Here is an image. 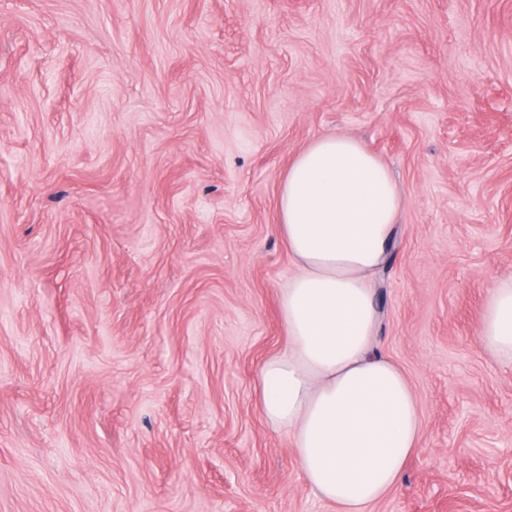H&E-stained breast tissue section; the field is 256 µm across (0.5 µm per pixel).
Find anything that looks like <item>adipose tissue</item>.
Instances as JSON below:
<instances>
[{"mask_svg": "<svg viewBox=\"0 0 512 512\" xmlns=\"http://www.w3.org/2000/svg\"><path fill=\"white\" fill-rule=\"evenodd\" d=\"M401 209L388 167L342 134L308 144L278 189L277 222L297 272L280 296L288 345L259 372L260 411L288 433L305 481L338 512H367L385 498L422 441L416 395L377 348L370 287ZM478 340L512 365V276L493 283Z\"/></svg>", "mask_w": 512, "mask_h": 512, "instance_id": "obj_1", "label": "adipose tissue"}]
</instances>
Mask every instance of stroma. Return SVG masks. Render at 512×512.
I'll list each match as a JSON object with an SVG mask.
<instances>
[{"instance_id": "stroma-1", "label": "stroma", "mask_w": 512, "mask_h": 512, "mask_svg": "<svg viewBox=\"0 0 512 512\" xmlns=\"http://www.w3.org/2000/svg\"><path fill=\"white\" fill-rule=\"evenodd\" d=\"M403 208L378 347L423 439L369 512H512V0H0V512H336L258 408L293 157ZM478 330L482 348L512 365V276L490 287Z\"/></svg>"}]
</instances>
